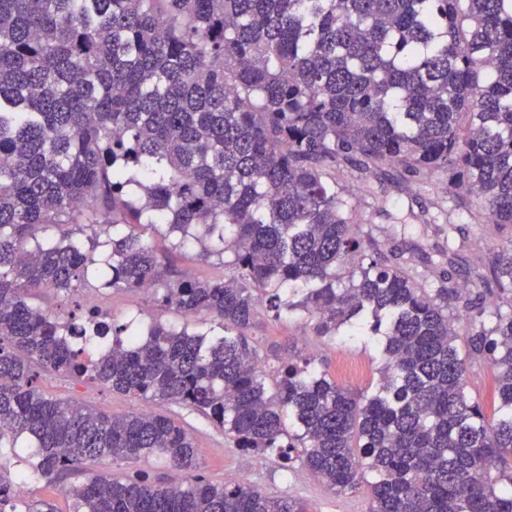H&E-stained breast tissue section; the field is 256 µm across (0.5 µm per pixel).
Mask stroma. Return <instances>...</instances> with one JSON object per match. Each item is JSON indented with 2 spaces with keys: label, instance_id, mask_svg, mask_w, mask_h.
I'll list each match as a JSON object with an SVG mask.
<instances>
[{
  "label": "stroma",
  "instance_id": "obj_1",
  "mask_svg": "<svg viewBox=\"0 0 512 512\" xmlns=\"http://www.w3.org/2000/svg\"><path fill=\"white\" fill-rule=\"evenodd\" d=\"M139 235L158 254L168 255L174 265L191 277L214 279L224 275L222 266L200 258L196 245L190 244L180 250L170 249L167 241L147 227L140 228ZM33 301L62 314L99 308L118 323L133 319L146 326L158 320L177 327L186 325L194 331L212 325L210 318L198 316L188 319L174 310L159 307L148 291L109 290L102 294L83 293L69 298L45 291L34 296ZM314 326V321L300 313L278 322L261 313L256 316L248 336L258 347L263 366H277L280 358L285 356L307 357L319 371L353 394L372 392L379 379V338L350 335L344 326L335 335L320 336ZM43 387L50 395L76 400L113 415L141 411L169 415L192 434L198 448L200 471L211 482L228 481L231 474L240 472L245 482L262 493L300 502L306 512H368V486L363 485L350 492H336L301 461L296 460L286 466L270 452H241L230 435L188 408L167 407L132 398L94 383L75 382L61 374L47 376Z\"/></svg>",
  "mask_w": 512,
  "mask_h": 512
}]
</instances>
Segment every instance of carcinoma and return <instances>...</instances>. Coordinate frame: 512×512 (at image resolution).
Masks as SVG:
<instances>
[{"label":"carcinoma","mask_w":512,"mask_h":512,"mask_svg":"<svg viewBox=\"0 0 512 512\" xmlns=\"http://www.w3.org/2000/svg\"><path fill=\"white\" fill-rule=\"evenodd\" d=\"M343 174L400 240L410 218L446 234L421 252L438 287L354 218ZM463 222L512 234V0H0V456L36 449L28 473L0 470V512H52L14 495L20 479L153 456L186 478L93 474L72 512H302L206 480L175 420L49 396L43 371L188 407L339 492L369 475V512H512V257L466 262ZM141 226L224 277L169 270ZM146 286L220 332L27 302ZM262 310L384 334L377 389L306 358L259 366L245 331ZM473 355L494 370L487 402ZM492 369L489 363L481 358L472 359L468 363L469 390L474 399H481L484 388L491 380Z\"/></svg>","instance_id":"1"}]
</instances>
